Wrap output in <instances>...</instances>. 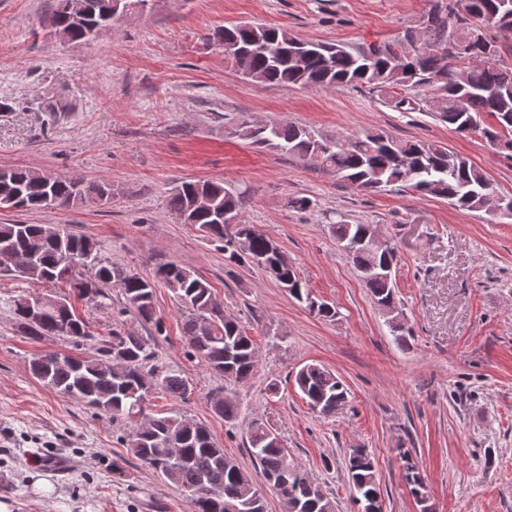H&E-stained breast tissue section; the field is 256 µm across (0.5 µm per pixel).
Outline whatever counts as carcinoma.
I'll return each mask as SVG.
<instances>
[{"label": "carcinoma", "mask_w": 512, "mask_h": 512, "mask_svg": "<svg viewBox=\"0 0 512 512\" xmlns=\"http://www.w3.org/2000/svg\"><path fill=\"white\" fill-rule=\"evenodd\" d=\"M146 0H55L49 25L61 39L82 43L112 26L116 15ZM442 10L428 11L419 27L393 40L351 46L309 42L275 25H233L209 35L224 51V59L244 77L281 87L324 89L368 87L391 93L394 107L404 112L430 111L456 133L480 134L497 152L512 158V68L500 63L499 43L484 34L490 28L512 40V0H440ZM465 41L471 59H454L448 45ZM237 137L253 145L272 146L302 163L336 176L360 191L387 187L446 199L465 211L493 214L496 194L486 172L447 148L422 140L402 139L376 130L349 135H326L292 122L239 121ZM112 186L87 183L81 177L57 176L23 168L0 169V210H39L105 205ZM170 212L224 249L228 260L252 264L306 304L325 321L336 319V308L315 299L294 262L255 225L226 224L219 216L237 211L239 199L212 180L184 181L171 189ZM369 224L339 220L331 225L337 247L352 263L372 300L387 316L396 334L405 331L396 305L392 268L394 249L377 256L361 245ZM33 256L30 264L0 276L23 277L56 285L62 283L79 298L91 295L104 303L106 289L120 288L126 309L146 323L154 320V289L162 284L172 293L183 318L187 355L233 383L250 380L258 364L256 347L239 322L224 315L210 282L174 262L158 265L146 279L98 252L87 235L58 229L47 235L44 224H0V252ZM48 311L39 318L27 312L26 297L14 301L18 328L35 338L61 336L76 350L96 347L97 357L44 352L33 357L29 371L44 386L80 399L95 413L128 425L121 438L139 463L162 475L191 501L194 512H266L265 498L250 473L224 455L208 428L180 412L163 416L146 413L150 397L163 392L187 399V378L161 372L153 365L155 344L135 332L112 329L111 338L98 341L70 296L51 295ZM294 383L310 408L333 416L348 402V389L328 368L308 364ZM216 415L234 424L236 403L218 392L212 397ZM248 447L265 485L282 500L284 512H336V501L320 482L288 460V449L273 424L255 419L246 428ZM397 459L419 512H433L423 471L410 448L397 449ZM344 467L359 512H384V497L373 456L366 448H351Z\"/></svg>", "instance_id": "1"}]
</instances>
